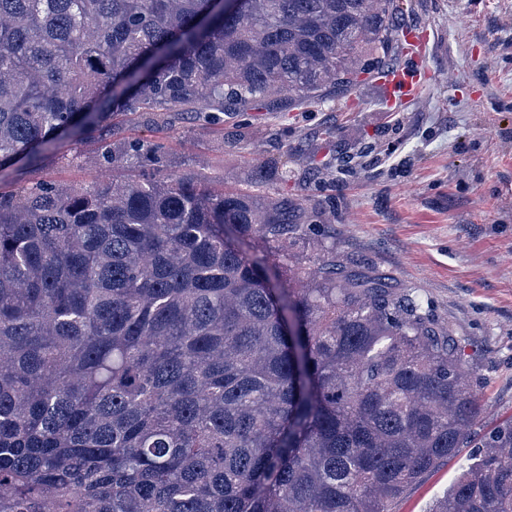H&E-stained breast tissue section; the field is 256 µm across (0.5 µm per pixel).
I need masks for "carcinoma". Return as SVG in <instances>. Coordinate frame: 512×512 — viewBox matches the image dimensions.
Masks as SVG:
<instances>
[{
    "instance_id": "carcinoma-1",
    "label": "carcinoma",
    "mask_w": 512,
    "mask_h": 512,
    "mask_svg": "<svg viewBox=\"0 0 512 512\" xmlns=\"http://www.w3.org/2000/svg\"><path fill=\"white\" fill-rule=\"evenodd\" d=\"M396 0H0V168L64 138L88 186L0 192V512H393L483 406L435 315L279 201L164 167L119 115L301 110L396 67ZM429 512H512V421Z\"/></svg>"
}]
</instances>
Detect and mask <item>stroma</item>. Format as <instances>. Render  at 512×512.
Listing matches in <instances>:
<instances>
[{
    "label": "stroma",
    "mask_w": 512,
    "mask_h": 512,
    "mask_svg": "<svg viewBox=\"0 0 512 512\" xmlns=\"http://www.w3.org/2000/svg\"><path fill=\"white\" fill-rule=\"evenodd\" d=\"M399 20L429 34L413 99L389 101L378 76L302 111L255 104L218 120L172 112L122 119L124 136L163 144L167 171L322 213L288 235L312 268V236L344 263L390 276L458 341L486 433L512 420V0H399ZM93 144L0 169V188L85 185ZM261 179H254L255 168ZM462 449L393 512H428L470 463Z\"/></svg>",
    "instance_id": "35a3bbf8"
}]
</instances>
